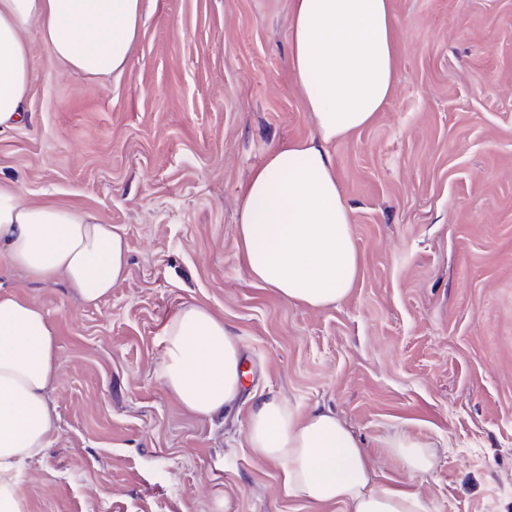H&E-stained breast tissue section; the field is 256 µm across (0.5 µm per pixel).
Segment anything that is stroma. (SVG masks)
<instances>
[{
  "mask_svg": "<svg viewBox=\"0 0 512 512\" xmlns=\"http://www.w3.org/2000/svg\"><path fill=\"white\" fill-rule=\"evenodd\" d=\"M143 2L120 74L64 71L29 31L26 119L0 133V185L128 244L95 307L0 259V292L43 309L61 361L29 512H342L288 497L251 455L248 409L271 394L335 412L379 478L433 512H512V0H390V99L330 146L360 269L322 309L258 283L236 235L253 170L315 134L290 0ZM192 303L223 317L247 366L210 417L160 377L163 326ZM404 434L434 445L433 473L390 454Z\"/></svg>",
  "mask_w": 512,
  "mask_h": 512,
  "instance_id": "35a3bbf8",
  "label": "stroma"
}]
</instances>
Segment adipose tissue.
Returning a JSON list of instances; mask_svg holds the SVG:
<instances>
[{
    "mask_svg": "<svg viewBox=\"0 0 512 512\" xmlns=\"http://www.w3.org/2000/svg\"><path fill=\"white\" fill-rule=\"evenodd\" d=\"M290 64L316 135L293 142L254 171L236 234L253 277L294 304L344 299L359 271L351 209L330 144L373 123L394 84L389 0H291ZM142 0H0V132L18 126L33 74L24 38L38 26L50 59L90 76L123 72L138 39ZM0 257L39 281L63 280L87 305L121 282V227L69 207L31 205L0 188ZM161 378L190 412H223L241 388L239 349L223 318L189 304L164 324ZM60 357L41 307L0 292V512H28L20 478L42 456L57 421L49 392ZM247 445L276 464L284 493L343 512H431L419 492L379 478L360 439L329 410L303 413L269 395L251 406ZM391 452L411 473H432L428 443L398 436Z\"/></svg>",
    "mask_w": 512,
    "mask_h": 512,
    "instance_id": "obj_1",
    "label": "adipose tissue"
}]
</instances>
